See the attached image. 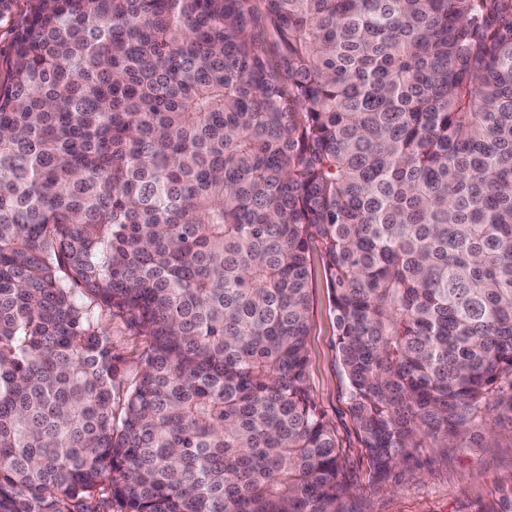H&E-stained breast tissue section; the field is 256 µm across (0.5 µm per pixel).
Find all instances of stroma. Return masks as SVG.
<instances>
[{
    "mask_svg": "<svg viewBox=\"0 0 512 512\" xmlns=\"http://www.w3.org/2000/svg\"><path fill=\"white\" fill-rule=\"evenodd\" d=\"M310 263L309 387L336 436L351 512H505L504 498L512 491V422L492 410L454 439L447 454L430 448L398 467L393 479L374 478L351 415L331 285L319 249H312Z\"/></svg>",
    "mask_w": 512,
    "mask_h": 512,
    "instance_id": "1",
    "label": "stroma"
}]
</instances>
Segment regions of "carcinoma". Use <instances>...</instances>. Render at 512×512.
I'll list each match as a JSON object with an SVG mask.
<instances>
[{"label":"carcinoma","mask_w":512,"mask_h":512,"mask_svg":"<svg viewBox=\"0 0 512 512\" xmlns=\"http://www.w3.org/2000/svg\"><path fill=\"white\" fill-rule=\"evenodd\" d=\"M5 70L0 512H350L315 244L378 480L512 419V0H37ZM135 329L122 320H112V342L115 352L124 358L129 369L137 371L140 365V351L136 347Z\"/></svg>","instance_id":"carcinoma-1"}]
</instances>
